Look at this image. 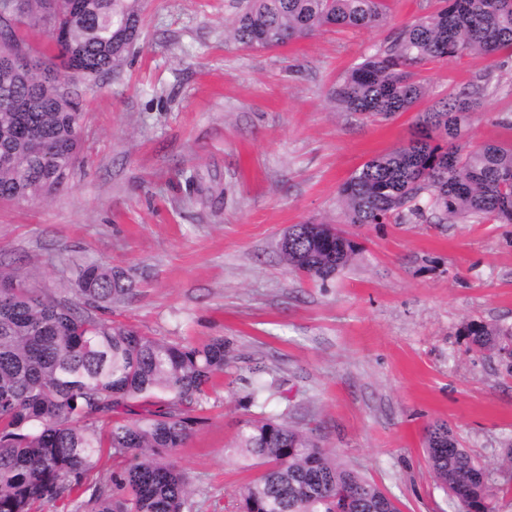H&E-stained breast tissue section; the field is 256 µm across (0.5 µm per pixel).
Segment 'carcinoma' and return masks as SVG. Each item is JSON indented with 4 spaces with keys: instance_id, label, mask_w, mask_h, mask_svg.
Wrapping results in <instances>:
<instances>
[{
    "instance_id": "obj_1",
    "label": "carcinoma",
    "mask_w": 512,
    "mask_h": 512,
    "mask_svg": "<svg viewBox=\"0 0 512 512\" xmlns=\"http://www.w3.org/2000/svg\"><path fill=\"white\" fill-rule=\"evenodd\" d=\"M439 7L400 27L389 44L346 71L333 99L374 120L413 109L427 95L418 78L425 62L463 55L494 57L512 50V0H438ZM16 16L0 52L30 50L22 27L68 32L52 41L62 68L95 78L110 72L140 35V0H14ZM386 0H246L230 35L244 48L285 46L323 27L386 25ZM28 101L30 111L0 107V155L21 163L0 168V199L48 194L63 185L78 158L83 115L78 90L43 70L0 67V98ZM480 92L449 98L419 113L414 138L356 169L339 190L346 224L512 223V142L465 149ZM41 141L32 154L27 140ZM358 244L331 225H295L280 254L291 272L325 283L346 267ZM0 512H31L75 491L90 492L94 512H184L187 473L169 456L205 423L199 415L214 379L224 373V337L172 343L114 326L92 310L133 294L124 271L79 266L73 297L27 285L0 265ZM466 335L479 349L512 357V329L471 321ZM245 406L264 407L274 382L258 369ZM124 460L112 474L115 493L89 481L101 449ZM235 452L266 466L239 489V512H400L377 484L340 463L312 433L284 416L244 421ZM427 462L460 512H495L486 470L461 447L447 423L429 425Z\"/></svg>"
}]
</instances>
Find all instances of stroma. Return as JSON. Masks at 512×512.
I'll return each mask as SVG.
<instances>
[{"instance_id":"35a3bbf8","label":"stroma","mask_w":512,"mask_h":512,"mask_svg":"<svg viewBox=\"0 0 512 512\" xmlns=\"http://www.w3.org/2000/svg\"><path fill=\"white\" fill-rule=\"evenodd\" d=\"M244 4L145 0L123 67L76 81L82 152L64 185L0 201V263L57 296L81 264L118 267L134 293L103 319L229 342L207 421L172 456L191 481L185 512H237L253 477L234 454L239 430L283 413L401 512H457L425 451L427 426L447 422L498 488L497 512H512V373L464 334L474 319L512 327V224L346 225L360 250L325 283L290 272L278 248L292 225L342 224L341 185L412 138L416 111L373 122L331 91L436 0H387L383 27L327 28L272 50L231 39ZM419 74L429 105L483 86L470 145L512 141L500 122L512 115V54ZM258 367L282 391L247 408Z\"/></svg>"}]
</instances>
